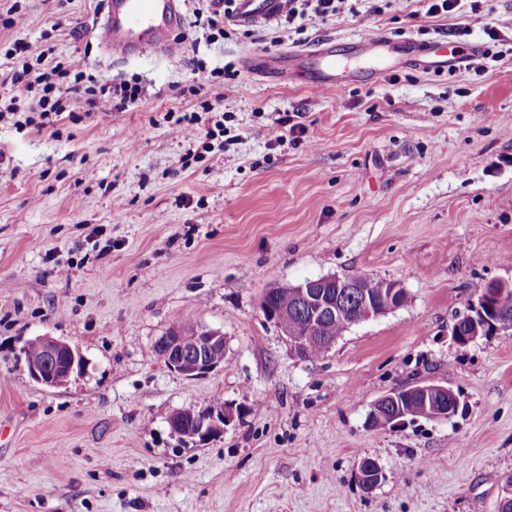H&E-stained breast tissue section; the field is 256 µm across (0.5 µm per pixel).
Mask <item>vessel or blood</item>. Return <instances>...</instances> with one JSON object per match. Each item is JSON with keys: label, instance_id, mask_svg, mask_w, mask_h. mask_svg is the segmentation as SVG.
<instances>
[{"label": "vessel or blood", "instance_id": "obj_1", "mask_svg": "<svg viewBox=\"0 0 512 512\" xmlns=\"http://www.w3.org/2000/svg\"><path fill=\"white\" fill-rule=\"evenodd\" d=\"M105 5L107 11L98 27V38L106 49L127 57L148 49L175 52L172 33L180 17L179 0H105ZM283 5V0H236L234 20L243 26H258L280 14ZM360 50L368 55L366 71L374 79L394 71L399 59L426 72L456 66L462 59L454 42L445 38L420 42L378 32L356 43L333 39L276 57H252L246 68L272 73L282 80L297 79L310 89L331 92L339 90L345 80L356 77L353 58Z\"/></svg>", "mask_w": 512, "mask_h": 512}]
</instances>
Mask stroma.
<instances>
[{"mask_svg": "<svg viewBox=\"0 0 512 512\" xmlns=\"http://www.w3.org/2000/svg\"><path fill=\"white\" fill-rule=\"evenodd\" d=\"M16 2L23 24H0V99L16 102L0 113V512H497L512 332L460 347L451 329L488 283L512 282V55L333 94L243 59L377 31L467 44L488 25L512 41V0L439 18L358 0L302 32L229 20L215 38L206 0H180L181 51L134 58L101 45L103 0H0V15ZM18 41L142 95L98 110L73 93L40 127L10 82ZM195 112L203 144L175 131ZM278 119L296 130L273 145ZM332 274L398 282L407 302L294 358L262 297ZM176 319L223 331V365L170 370L155 344ZM46 333L86 362L58 388L24 366ZM418 381L452 388L461 411L367 427L376 398ZM217 401L241 410L221 438L171 432L174 411ZM366 458L385 472L370 491Z\"/></svg>", "mask_w": 512, "mask_h": 512, "instance_id": "stroma-1", "label": "stroma"}]
</instances>
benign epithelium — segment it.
<instances>
[{
  "mask_svg": "<svg viewBox=\"0 0 512 512\" xmlns=\"http://www.w3.org/2000/svg\"><path fill=\"white\" fill-rule=\"evenodd\" d=\"M386 284L390 285L389 293L382 294V299L377 301L372 292L373 278L326 275L287 288L272 287L265 293L260 308L264 318L285 337L291 354L303 358L316 343L326 351L334 345L335 340L320 335V326L326 320L347 316L352 323L359 324L402 307L406 300L400 293L401 285L392 280ZM511 287L500 281L489 283L477 300L469 304L467 311L458 316L451 331L453 341L459 346L468 345L496 331H512L511 318L492 314L498 294ZM290 316L299 320L294 328L288 326ZM38 341L43 351L41 359L25 362L30 377L48 388L65 385L75 373V365L84 363L79 349L46 334L39 336ZM160 344L161 358L167 367L189 378L220 367L221 363L211 360L210 354L225 348L224 332L206 326L174 329L160 339ZM407 399L422 403L425 417L432 420H447L460 407L459 395L451 388L436 383H415L379 396L371 404L367 425L375 420L388 427L401 424L403 401ZM238 414V409L224 402L197 411L191 417L193 441L206 443L221 437ZM382 478L383 471L376 461H363L361 479L365 486L373 488Z\"/></svg>",
  "mask_w": 512,
  "mask_h": 512,
  "instance_id": "obj_1",
  "label": "benign epithelium"
}]
</instances>
